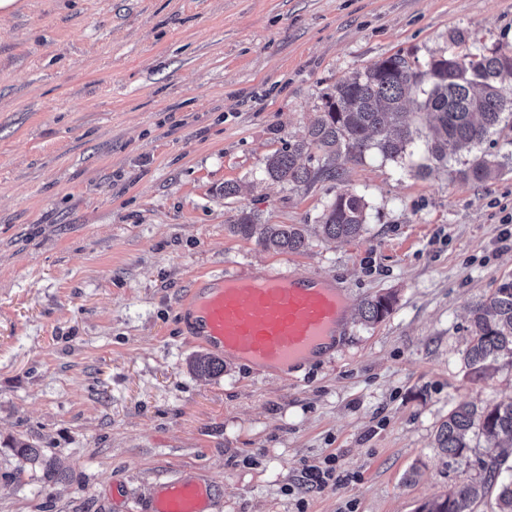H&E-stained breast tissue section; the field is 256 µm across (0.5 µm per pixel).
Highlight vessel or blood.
I'll return each mask as SVG.
<instances>
[{"label": "vessel or blood", "instance_id": "b4317fda", "mask_svg": "<svg viewBox=\"0 0 512 512\" xmlns=\"http://www.w3.org/2000/svg\"><path fill=\"white\" fill-rule=\"evenodd\" d=\"M352 298L332 280L288 271H226L195 281L179 314L189 341L273 374L329 357L347 329ZM203 479L165 486L149 512H210Z\"/></svg>", "mask_w": 512, "mask_h": 512}]
</instances>
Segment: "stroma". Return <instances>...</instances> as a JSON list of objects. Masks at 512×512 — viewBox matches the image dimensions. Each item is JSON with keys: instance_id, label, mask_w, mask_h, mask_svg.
I'll list each match as a JSON object with an SVG mask.
<instances>
[{"instance_id": "1", "label": "stroma", "mask_w": 512, "mask_h": 512, "mask_svg": "<svg viewBox=\"0 0 512 512\" xmlns=\"http://www.w3.org/2000/svg\"><path fill=\"white\" fill-rule=\"evenodd\" d=\"M456 27L472 51L510 49L512 0H17L0 17V512H140L197 475L224 485L213 512H418L487 466L512 477V442L435 443L458 404L512 398V359L465 364L471 308L512 277V171L414 176V111L411 162L372 153L301 187L264 173L338 80L397 52L425 64ZM343 189L366 230L328 240ZM243 208L307 225L306 247L234 234ZM227 269L338 281L336 351L289 375L195 373L177 308ZM385 292L392 311L365 323ZM331 454L334 479L305 486ZM395 297L392 293H380L368 299L362 309L361 316L366 322L377 323L392 310Z\"/></svg>"}]
</instances>
